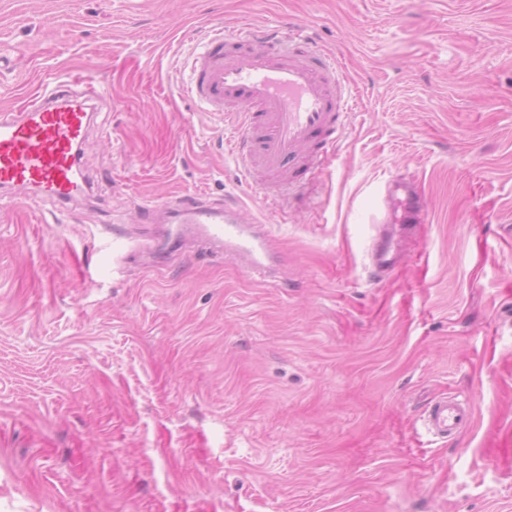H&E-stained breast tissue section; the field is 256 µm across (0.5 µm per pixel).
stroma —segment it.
<instances>
[{"instance_id":"stroma-1","label":"stroma","mask_w":512,"mask_h":512,"mask_svg":"<svg viewBox=\"0 0 512 512\" xmlns=\"http://www.w3.org/2000/svg\"><path fill=\"white\" fill-rule=\"evenodd\" d=\"M336 57L353 110L264 208L184 91L241 20ZM102 98L89 196L0 193V512H512V0H0V110L45 71ZM395 178L425 222L372 278ZM237 200L268 278L170 253L139 209ZM149 243L112 262V236ZM452 397L470 427L423 419ZM386 221L379 225L378 233L371 248L372 271L375 278L385 279L396 267L398 254L390 240L385 238ZM470 422L469 408L452 398L442 397L430 406L424 425L431 435L446 438L465 430Z\"/></svg>"}]
</instances>
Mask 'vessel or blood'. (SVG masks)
Listing matches in <instances>:
<instances>
[{"mask_svg": "<svg viewBox=\"0 0 512 512\" xmlns=\"http://www.w3.org/2000/svg\"><path fill=\"white\" fill-rule=\"evenodd\" d=\"M280 43L278 32L255 28L207 36L187 85L193 99L223 113L225 123L236 129L230 154L243 173L258 174L257 193L275 206L316 180L338 143L344 110L335 58ZM100 96L96 81L86 80L75 91L70 79L52 73L34 99L1 113L0 187L28 189L63 205L84 196L91 181L80 156L92 118L89 104ZM395 190L406 200L401 225L417 223L415 190L407 184ZM160 214L170 223L198 228L211 254L238 259L246 274L267 273L268 241L241 220L234 204L177 197L144 207L142 220L152 224ZM398 261L391 241L377 233L371 248L375 278L385 279ZM470 422L469 408L442 397L430 406L425 427L445 438Z\"/></svg>", "mask_w": 512, "mask_h": 512, "instance_id": "vessel-or-blood-1", "label": "vessel or blood"}]
</instances>
